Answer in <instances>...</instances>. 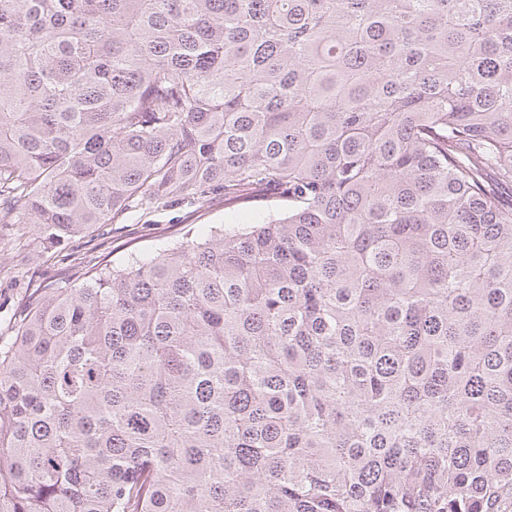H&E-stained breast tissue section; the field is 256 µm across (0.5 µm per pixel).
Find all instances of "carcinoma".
Instances as JSON below:
<instances>
[{
  "mask_svg": "<svg viewBox=\"0 0 512 512\" xmlns=\"http://www.w3.org/2000/svg\"><path fill=\"white\" fill-rule=\"evenodd\" d=\"M510 188L512 0H0V512H497ZM240 216L224 213V204H206L196 198L186 197L167 207L159 208L151 214L131 210L121 224L108 226L105 235L108 250L112 253L108 259L114 263L123 261L128 254H149L161 243L181 239L183 228L187 225L195 229L207 225L240 223ZM236 225V224H229ZM111 228V230H110ZM25 263H27L36 279L63 281L71 278L72 275L68 260H58L50 264H43L31 253L26 258ZM28 294L24 281L0 275V331L7 333L20 313V302Z\"/></svg>",
  "mask_w": 512,
  "mask_h": 512,
  "instance_id": "cac0c4a2",
  "label": "carcinoma"
}]
</instances>
